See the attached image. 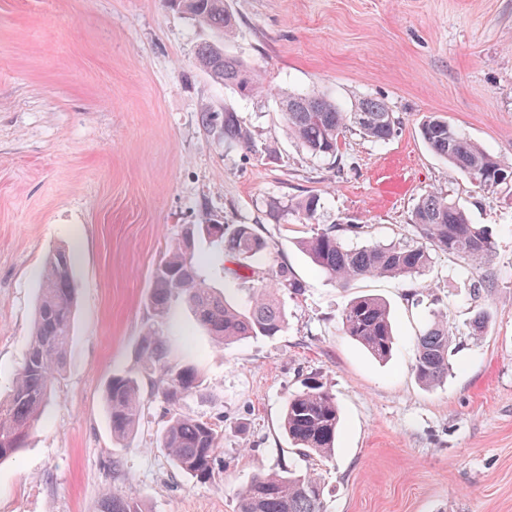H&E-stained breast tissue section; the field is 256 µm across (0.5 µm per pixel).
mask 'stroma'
Instances as JSON below:
<instances>
[{
    "mask_svg": "<svg viewBox=\"0 0 512 512\" xmlns=\"http://www.w3.org/2000/svg\"><path fill=\"white\" fill-rule=\"evenodd\" d=\"M239 35L228 51L266 88L245 98L202 71L217 40L170 0H0V398L13 387L33 331L49 251L74 255L77 308L66 364L27 448L0 464V512H99L109 490L142 512H236L262 471L303 461L281 430L285 404L310 380L341 412L336 450L315 459L327 512H512V184L471 185L420 135L432 116L512 160V0H229ZM317 93L351 108L383 100L400 121L381 143L344 133L336 163L284 133L282 93ZM251 148L228 145L225 107ZM210 108L215 124L201 121ZM450 194L495 241L488 264L434 252L412 280L342 288L301 247L314 232L292 204L316 194L320 224L363 225L351 246L414 239L411 212ZM251 224L268 243L253 277L223 242L197 237L207 284L246 307L260 278L285 264L302 283L280 293L275 337L219 346L189 306L161 324L170 360L193 367L200 392L185 415L220 435L212 479L186 478L157 438L168 406L141 379L133 441L113 438L108 381L140 369L151 273L191 224ZM489 278L487 295L474 285ZM385 300L395 345L373 358L339 315L355 297ZM491 315L471 334L477 307ZM455 334L453 369L422 386L416 337L435 311Z\"/></svg>",
    "mask_w": 512,
    "mask_h": 512,
    "instance_id": "obj_1",
    "label": "stroma"
}]
</instances>
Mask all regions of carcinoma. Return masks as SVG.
<instances>
[{
	"instance_id": "carcinoma-1",
	"label": "carcinoma",
	"mask_w": 512,
	"mask_h": 512,
	"mask_svg": "<svg viewBox=\"0 0 512 512\" xmlns=\"http://www.w3.org/2000/svg\"><path fill=\"white\" fill-rule=\"evenodd\" d=\"M201 26L216 29L226 41L238 34L236 16L227 0H173ZM197 62L212 78L244 97L257 96L263 85L239 57L228 53L220 42L198 48ZM285 132L311 156L335 159L343 133L355 130L372 142H384L396 132L400 121L381 101L363 98L349 110L316 94L286 93L281 98ZM224 141L252 147V134L234 109L224 108L221 125ZM420 134L425 143L454 166L470 183L493 190L512 183V161L494 156L477 142L461 135L448 121L434 116L424 121ZM308 222L317 220L320 198L310 195L295 204ZM419 239L416 241L366 244L351 248L341 233L358 234V224H328L304 243L311 261L341 287L367 277L412 279L431 264V251L453 255L471 266H480L493 255L495 243L489 230L471 222L468 212L441 192H429L411 214ZM203 225L185 228L182 241L160 261L153 273L148 297L152 322L145 328L140 362L146 373H156L154 391L171 406L158 438L173 465L199 481L214 474L218 434L212 425L178 412L183 398L201 386L194 368L170 364L166 337L156 328L181 299L192 309L198 323L219 344L242 339L278 335L285 325V313L275 289L295 294L303 285L289 268L279 265L270 282L253 289L249 309L241 311L208 287L198 271L192 252L183 247L187 236L202 232ZM215 238L224 241L225 251L237 259H251L267 249V243L251 224L220 225ZM77 287L70 253L64 248L51 251L45 260L35 310L33 333L11 394L0 401V463L12 459L26 446L50 398L54 382L65 363L73 328ZM489 312L475 311L471 334H486ZM342 331L361 344L372 356L384 360L394 345L387 305L379 298L360 297L340 314ZM454 333L446 315L433 314L417 337V355L412 367L425 386L443 383L452 369L449 351ZM144 398L137 374L112 378L106 395V412L112 435L127 440L136 435L143 416ZM340 411L333 395L314 382L286 403L282 429L305 458L328 457L335 450ZM100 512H141L138 503L117 490L101 500ZM237 512H325L324 488L316 474L297 471H269L252 478L238 493Z\"/></svg>"
}]
</instances>
